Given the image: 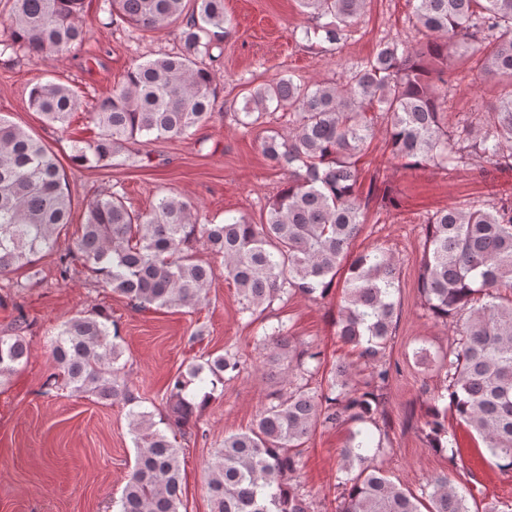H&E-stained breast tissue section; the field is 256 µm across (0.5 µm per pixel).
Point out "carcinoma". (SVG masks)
Wrapping results in <instances>:
<instances>
[{"mask_svg": "<svg viewBox=\"0 0 512 512\" xmlns=\"http://www.w3.org/2000/svg\"><path fill=\"white\" fill-rule=\"evenodd\" d=\"M9 26L0 56L59 58L82 45L90 31L85 0H9ZM413 26L437 39L420 51L394 39L352 68L340 82L302 86L292 77L256 87L245 97L244 118L288 109V132L263 137L264 157L288 169V184L253 224L243 216L202 224L195 207L161 194L147 213L131 210L112 192L89 203L74 247L57 253L58 280L82 268L138 310L197 309L207 301L216 269L195 258L198 239L223 258L224 277L240 297L242 311L262 314L287 295L325 297L364 224L370 205L395 206L377 194L376 181L362 191L357 162L376 137V113L387 119L391 158L410 169L466 166L475 156L512 170V0H408ZM305 21L303 40L340 48L368 0H297ZM111 26L157 30L181 23L182 52L135 64L112 92L88 111L98 129L73 140L77 165L111 162L140 138H182L211 117L212 71L199 60L214 59L211 35L232 27L224 0H103ZM483 53L485 74L508 84L491 112L448 127V84L453 58ZM29 106L44 122L66 131L80 108L75 91L40 81ZM71 195L56 153L39 138L0 116V275L35 263L55 251L61 228L70 223ZM425 250L418 290L429 316L452 328L448 349L433 360L442 385L416 429L427 447L456 464V439L448 415L482 440L496 465L512 470V201L448 207L424 224ZM337 336L356 359L336 365L326 387L311 386L322 351L300 349L289 372L288 395H277L247 429L224 434L208 465L212 512H310L301 470L304 445L317 425L349 424L340 453L336 512H471L469 490L446 473L431 476L413 492L388 478L375 463L384 446L387 390L393 367L386 358L396 334L400 293L398 260L375 246L350 263L343 281ZM102 312L80 311L52 341L55 364L46 380L101 402L136 400L120 363L123 348ZM293 336L284 324L261 338L266 358L290 356ZM25 336L0 335V383L28 357ZM240 362L226 353L202 355L168 382L171 417L129 411L137 449L121 497L120 512H181L182 446L166 430L187 426L199 404L208 403L237 377ZM379 431L374 437L368 426Z\"/></svg>", "mask_w": 512, "mask_h": 512, "instance_id": "obj_1", "label": "carcinoma"}]
</instances>
